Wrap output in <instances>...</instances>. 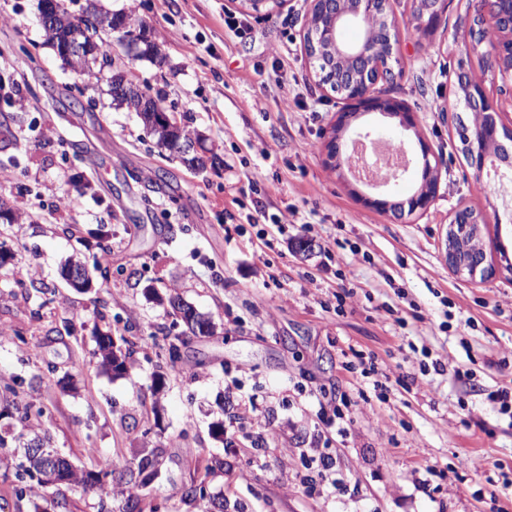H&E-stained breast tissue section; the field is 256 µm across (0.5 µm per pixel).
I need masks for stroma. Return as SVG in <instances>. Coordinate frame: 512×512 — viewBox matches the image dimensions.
Returning <instances> with one entry per match:
<instances>
[{
  "label": "stroma",
  "mask_w": 512,
  "mask_h": 512,
  "mask_svg": "<svg viewBox=\"0 0 512 512\" xmlns=\"http://www.w3.org/2000/svg\"><path fill=\"white\" fill-rule=\"evenodd\" d=\"M96 2L152 25L164 65L112 56L165 93L207 164L162 156L105 81L65 67L39 0H0V113L17 137L0 149V203L15 214L0 218V245L51 289L30 298L0 273V398L43 409L28 427L78 466L157 452L163 476L140 493L158 512H205L213 497L227 512H512V418L488 398L512 371V273L463 281L441 254L464 203L488 218V257L512 259V182L477 177L441 113L463 59L451 23L471 0H451L427 38L400 31L385 89L418 114L401 198L420 180L417 139L442 159L430 210L402 221L363 206L352 177L325 163L337 104L302 47L307 0L263 17L243 0ZM68 195L82 204L65 212ZM257 208L295 212L266 249L262 225L245 220ZM72 259L111 277L74 290L60 275ZM173 291L215 330L182 346L158 388L154 341L181 331ZM101 299L113 336L136 344L121 377L89 362ZM319 449L335 472H320ZM194 480L205 498L175 497Z\"/></svg>",
  "instance_id": "1"
}]
</instances>
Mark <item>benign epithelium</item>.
Here are the masks:
<instances>
[{"instance_id": "7a95c632", "label": "benign epithelium", "mask_w": 512, "mask_h": 512, "mask_svg": "<svg viewBox=\"0 0 512 512\" xmlns=\"http://www.w3.org/2000/svg\"><path fill=\"white\" fill-rule=\"evenodd\" d=\"M310 21L303 34L304 51L314 66V75L325 92L336 98L339 109L333 134L326 144V163L339 170L352 167L343 158L340 133L352 126L362 115L380 112L399 119L405 130L417 126V114L404 101L386 94L383 85L395 76L399 64L396 54L398 31L408 23L417 39L427 37L441 23L448 21V0H415L410 19L395 14L391 0H308ZM40 23L48 39L56 41L58 28L64 26L69 35L59 53L64 61L78 59L85 71L95 72L104 65L106 46L111 43L144 54L151 45V54L161 55L160 44L151 39V30L115 23L112 14L89 5L75 15L60 0L53 7L40 5ZM356 25L361 37L354 43L343 40L345 28ZM455 30L462 35L461 45L467 57L477 60L480 72L489 71L500 80L499 97L486 92L485 81L469 68L461 66L454 72L456 104L445 111L459 110L472 114V124L456 117L457 134L467 165L478 176L491 177L496 163H512V123L504 120V103L512 107V0H477L474 11L458 18ZM113 94L132 100L141 94L140 85L126 73L113 81ZM422 156L421 184L407 202L393 201L385 193L377 196L359 195L367 207L399 220L427 211L439 191L440 164L431 145L418 139ZM484 214L461 204L454 211L448 230L467 224H484ZM448 268L464 280L486 281L497 274V267L481 252L447 250Z\"/></svg>"}]
</instances>
